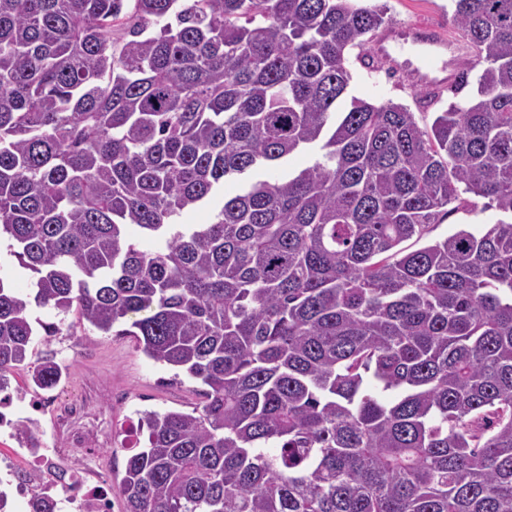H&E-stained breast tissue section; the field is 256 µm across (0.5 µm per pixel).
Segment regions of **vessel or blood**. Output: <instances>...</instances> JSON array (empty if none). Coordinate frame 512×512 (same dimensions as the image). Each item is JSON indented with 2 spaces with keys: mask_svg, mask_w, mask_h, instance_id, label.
Returning <instances> with one entry per match:
<instances>
[{
  "mask_svg": "<svg viewBox=\"0 0 512 512\" xmlns=\"http://www.w3.org/2000/svg\"><path fill=\"white\" fill-rule=\"evenodd\" d=\"M409 46L420 47L425 56L426 65L419 73L422 82L443 87L453 81L462 47L435 29L428 27L387 29L376 38L378 54L388 60Z\"/></svg>",
  "mask_w": 512,
  "mask_h": 512,
  "instance_id": "1",
  "label": "vessel or blood"
}]
</instances>
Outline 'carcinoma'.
<instances>
[{"instance_id": "cac0c4a2", "label": "carcinoma", "mask_w": 512, "mask_h": 512, "mask_svg": "<svg viewBox=\"0 0 512 512\" xmlns=\"http://www.w3.org/2000/svg\"><path fill=\"white\" fill-rule=\"evenodd\" d=\"M384 22L354 0H0V237L32 273L0 274V392L62 377L30 361L63 331L35 307L204 386L139 413L125 512H512V0H457L478 62L448 93L477 91L428 127L349 96L345 54ZM466 194L506 219L401 247ZM240 180H226L220 186L215 198L204 207L190 210L178 219L177 224H207L211 221L216 209L224 203V198H230L240 192Z\"/></svg>"}]
</instances>
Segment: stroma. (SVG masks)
I'll use <instances>...</instances> for the list:
<instances>
[{
	"mask_svg": "<svg viewBox=\"0 0 512 512\" xmlns=\"http://www.w3.org/2000/svg\"><path fill=\"white\" fill-rule=\"evenodd\" d=\"M381 2L386 6L387 27L429 25L450 38L459 36L452 23L455 0ZM362 54L359 48L347 54L352 96L376 105L389 101L403 104L423 126L430 125L435 114L446 110L452 102V95L445 91L434 102L426 101L428 88L415 75L416 54L404 55L395 70L384 61L377 68H366ZM500 218V212L487 199L479 198L474 206L455 211L444 223L436 225L430 237L443 239L463 226L479 230ZM32 348L35 358H54L65 368L64 376L52 390L57 405H69L82 396L90 401L85 416L60 435L55 432L54 413L41 415L43 433L55 437L65 457L85 460L112 485L118 484L123 475L127 446L136 434L140 411L188 412L200 401V383L188 378L172 382V370L155 364L138 351L135 338L130 336H104L90 327L77 325L75 335L56 336L49 342L38 337Z\"/></svg>",
	"mask_w": 512,
	"mask_h": 512,
	"instance_id": "stroma-1",
	"label": "stroma"
}]
</instances>
